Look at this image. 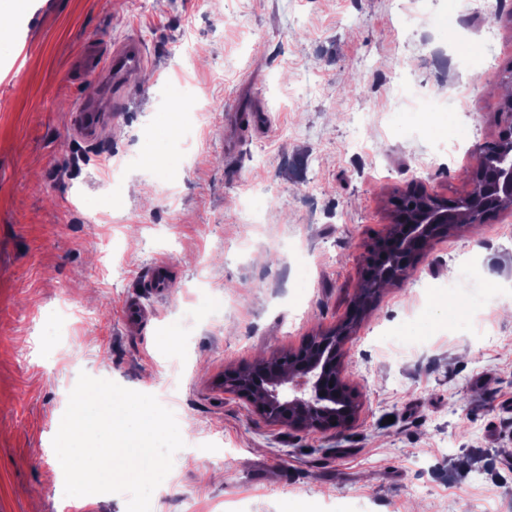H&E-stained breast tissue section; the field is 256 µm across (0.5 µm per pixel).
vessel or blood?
Listing matches in <instances>:
<instances>
[{"label":"vessel or blood","mask_w":512,"mask_h":512,"mask_svg":"<svg viewBox=\"0 0 512 512\" xmlns=\"http://www.w3.org/2000/svg\"><path fill=\"white\" fill-rule=\"evenodd\" d=\"M146 59L144 46L139 41L130 40L105 56L95 49H87L83 66L86 74L97 80L107 94L125 102L135 88L136 76L144 68ZM109 121V114L99 112L92 103L78 101L74 133L81 140H95Z\"/></svg>","instance_id":"1"}]
</instances>
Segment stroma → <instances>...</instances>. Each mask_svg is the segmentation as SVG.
Listing matches in <instances>:
<instances>
[{
    "mask_svg": "<svg viewBox=\"0 0 512 512\" xmlns=\"http://www.w3.org/2000/svg\"><path fill=\"white\" fill-rule=\"evenodd\" d=\"M0 56V512L63 510L52 440L79 373L161 396L187 447L152 512H512V211L441 234L346 346L357 421L267 425L224 373L344 319L391 196L453 197L499 132L512 7L488 0H29ZM496 38L485 65L481 41ZM149 61L112 110L76 60ZM207 106L179 147L173 103ZM461 143L423 175L434 133ZM165 158L162 165L150 155ZM165 278L156 287V275ZM465 300L440 316L436 301ZM74 134L82 141L96 140L108 125L110 114L102 113L90 102L79 100L75 110Z\"/></svg>",
    "mask_w": 512,
    "mask_h": 512,
    "instance_id": "35a3bbf8",
    "label": "stroma"
}]
</instances>
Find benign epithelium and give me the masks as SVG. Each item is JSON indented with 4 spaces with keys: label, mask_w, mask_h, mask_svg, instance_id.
<instances>
[{
    "label": "benign epithelium",
    "mask_w": 512,
    "mask_h": 512,
    "mask_svg": "<svg viewBox=\"0 0 512 512\" xmlns=\"http://www.w3.org/2000/svg\"><path fill=\"white\" fill-rule=\"evenodd\" d=\"M499 104L504 123L497 139L479 149L465 192L449 199L420 186L393 198L390 228L366 252L347 319L312 338L307 358L296 365L283 367L280 354L227 372L224 391L247 399L259 395L255 411L273 425L325 432L343 430L356 420L360 403L341 380V364L371 297L402 280L439 233L459 224H483L489 215L512 209V96H500Z\"/></svg>",
    "instance_id": "7a95c632"
}]
</instances>
